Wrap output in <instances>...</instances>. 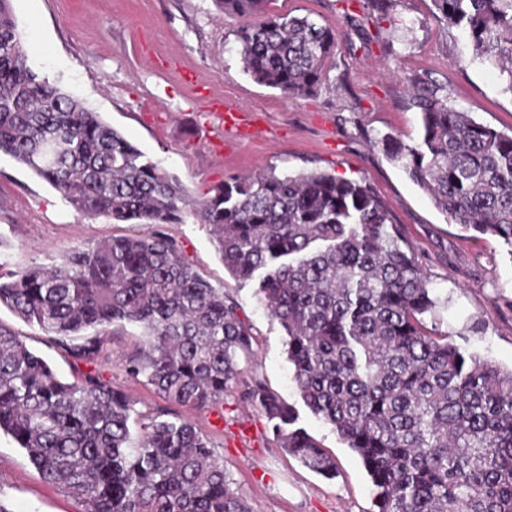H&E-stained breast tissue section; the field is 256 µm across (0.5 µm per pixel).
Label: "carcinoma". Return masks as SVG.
Listing matches in <instances>:
<instances>
[{"instance_id": "cac0c4a2", "label": "carcinoma", "mask_w": 512, "mask_h": 512, "mask_svg": "<svg viewBox=\"0 0 512 512\" xmlns=\"http://www.w3.org/2000/svg\"><path fill=\"white\" fill-rule=\"evenodd\" d=\"M467 35L473 57L512 91V0H432ZM257 15L264 0H215ZM245 71L300 96L323 78L336 35L307 17L274 15L237 34ZM415 104L423 136L385 135L391 161L472 238L512 250V134L474 120L429 87ZM112 224H181L178 178L26 64L10 0H0V154ZM224 267L254 281L287 336L292 380L309 411L355 452L378 512H512V369L426 333L440 302L363 181L326 173L233 177L196 202ZM0 305L53 337L76 366L104 356L108 326L134 324L141 346L125 373L192 410L219 409L237 383L250 328L156 229L77 249L56 266L0 273ZM280 446L332 479L335 459L295 408L255 380ZM129 396L98 373L59 377L0 324V432L82 512H251L210 439L183 418L130 429Z\"/></svg>"}]
</instances>
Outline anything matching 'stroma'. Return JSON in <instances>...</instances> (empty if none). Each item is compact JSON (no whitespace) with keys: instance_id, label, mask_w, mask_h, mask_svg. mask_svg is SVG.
<instances>
[{"instance_id":"1","label":"stroma","mask_w":512,"mask_h":512,"mask_svg":"<svg viewBox=\"0 0 512 512\" xmlns=\"http://www.w3.org/2000/svg\"><path fill=\"white\" fill-rule=\"evenodd\" d=\"M28 65L86 106L176 175L191 200L231 177L322 172L367 183L389 214L436 295L448 305L422 317L425 330L512 367V251L500 239L472 240L427 192L386 156L391 134L419 141L417 80L437 86L476 121L512 130V92L498 69L474 61L460 29L433 16L432 0H394L374 20L346 0H266L264 15L309 17L331 27L336 48L312 91L287 96L244 70L237 32L244 20L215 0H12ZM239 110L237 132L220 128L225 105ZM147 224L92 219L26 166L0 154V266L15 272L61 263L72 249L112 236L136 237ZM164 232L212 285L223 288L252 329L254 353L240 358L239 380L224 409L191 410L128 378L114 358L131 354L137 327L115 329L97 370L125 390L135 412L191 420L224 459L252 512H377L369 476L335 429L303 404L291 380L285 334L256 294L224 268L208 228L194 213ZM0 322L46 358L63 379L74 367L50 336L7 307ZM261 380L298 411L306 430L336 460L332 479L304 467L274 438L241 394ZM0 503L9 512H79L45 481L24 450L0 435Z\"/></svg>"}]
</instances>
